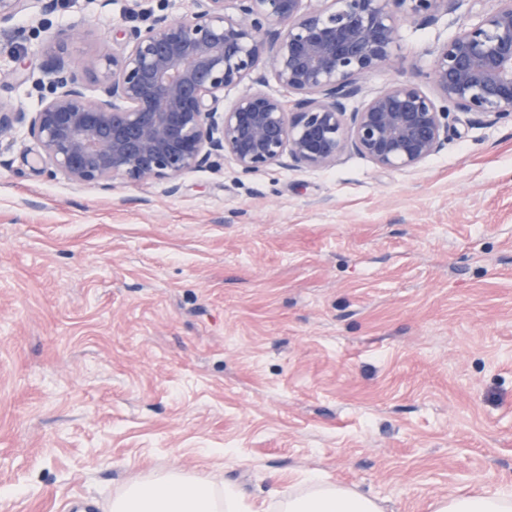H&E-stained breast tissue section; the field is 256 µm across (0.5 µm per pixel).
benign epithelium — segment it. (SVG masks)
<instances>
[{"instance_id":"1","label":"benign epithelium","mask_w":512,"mask_h":512,"mask_svg":"<svg viewBox=\"0 0 512 512\" xmlns=\"http://www.w3.org/2000/svg\"><path fill=\"white\" fill-rule=\"evenodd\" d=\"M25 0H0V25ZM173 19L121 34L118 52L82 68L58 32L39 103L0 99V141L24 129L45 164L81 184L177 180L229 157L240 173L326 168L345 152L411 170L459 127L512 121V0H192ZM467 7L470 21L432 51L433 92L398 79L368 94L364 80L400 50V30ZM100 88L87 93L85 74ZM288 97L261 90L268 78ZM259 89L224 107V89Z\"/></svg>"}]
</instances>
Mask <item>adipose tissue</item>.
<instances>
[{"label":"adipose tissue","instance_id":"adipose-tissue-1","mask_svg":"<svg viewBox=\"0 0 512 512\" xmlns=\"http://www.w3.org/2000/svg\"><path fill=\"white\" fill-rule=\"evenodd\" d=\"M300 493L281 501L277 512H384L374 498L311 475ZM242 499L232 487L221 488L172 471L163 477L131 483L112 500V512H242ZM431 512H512V491H453L437 497Z\"/></svg>","mask_w":512,"mask_h":512}]
</instances>
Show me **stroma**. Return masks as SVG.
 Segmentation results:
<instances>
[{"mask_svg": "<svg viewBox=\"0 0 512 512\" xmlns=\"http://www.w3.org/2000/svg\"><path fill=\"white\" fill-rule=\"evenodd\" d=\"M59 0L0 28L16 61L76 30L88 65L144 24ZM464 13L401 29L366 80L424 82ZM38 28L22 39L17 29ZM25 131L0 143V512H105L177 471L268 506L313 472L431 512L512 489V126L462 128L412 170L355 153L246 176L78 184Z\"/></svg>", "mask_w": 512, "mask_h": 512, "instance_id": "stroma-1", "label": "stroma"}]
</instances>
